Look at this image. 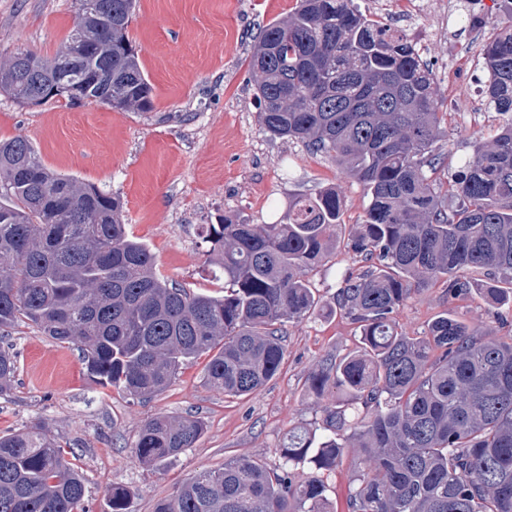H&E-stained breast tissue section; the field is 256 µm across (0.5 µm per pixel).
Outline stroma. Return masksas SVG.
<instances>
[{
  "label": "stroma",
  "instance_id": "obj_1",
  "mask_svg": "<svg viewBox=\"0 0 512 512\" xmlns=\"http://www.w3.org/2000/svg\"><path fill=\"white\" fill-rule=\"evenodd\" d=\"M297 0H136L127 34L153 88L150 110H117L88 101L20 102L0 92V140L28 138L52 170L118 195L127 231L146 244L158 274L213 296L223 279L199 238L201 225L236 215L252 224L282 217L289 197L336 186L345 224L361 223L363 187L333 158L303 143L271 137L260 126L256 76L249 58L260 26L285 18ZM364 14L402 29L434 71L435 102L444 136L438 176L449 183L473 157L477 140L502 119L484 98L482 48L506 22L500 0H425L409 17L404 0H354ZM75 0H0V57L24 51L51 58L76 27ZM357 261L337 242L309 273L321 299L341 286ZM448 313L481 333L512 336V305L472 296L454 299L436 284L411 295L400 311L404 333L423 335ZM285 359L278 374L246 397L207 387L204 360L181 366L171 384L142 402L97 384L77 347L42 336L31 323L5 340L17 355L11 390L0 396V432L41 423L80 466L86 512H111L113 485L134 493V512H153L201 468L219 469L246 456L279 463L288 432L321 417L323 401L307 390L312 372L353 350L357 331L341 314L284 327ZM195 417L204 432L167 465H142L131 449L157 414Z\"/></svg>",
  "mask_w": 512,
  "mask_h": 512
}]
</instances>
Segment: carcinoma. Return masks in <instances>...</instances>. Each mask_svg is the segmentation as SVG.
Segmentation results:
<instances>
[{
    "label": "carcinoma",
    "instance_id": "1",
    "mask_svg": "<svg viewBox=\"0 0 512 512\" xmlns=\"http://www.w3.org/2000/svg\"><path fill=\"white\" fill-rule=\"evenodd\" d=\"M50 61L0 60V90L25 102L35 79L65 70L95 100L152 108V88L127 36L134 0H100ZM486 97L508 123L475 145L444 192L434 174L443 135L434 75L407 35L354 0H297L264 25L250 65L258 121L275 138L333 157L364 188L362 222L346 247L360 263L328 300L308 279L336 244L343 206L334 187L288 201L286 223L226 215L202 227L224 295L195 294L154 271L129 237L119 198L50 170L24 137L0 141V335L30 321L76 344L102 386L147 400L201 356L207 385L229 397L258 391L281 369L284 326L342 313L354 350L309 377L332 392L321 420L288 433L271 468L250 457L201 470L154 512H334L326 476L358 449L348 512H512V341L438 316L422 336L399 331L401 307L438 282L448 296L512 302V25L482 49ZM481 270L488 281L461 277ZM16 356L0 349V394ZM203 433L192 417L160 414L134 458L151 467ZM41 425L0 436V512H86L85 484ZM305 465L311 473L296 480ZM112 487L111 512H133Z\"/></svg>",
    "mask_w": 512,
    "mask_h": 512
}]
</instances>
